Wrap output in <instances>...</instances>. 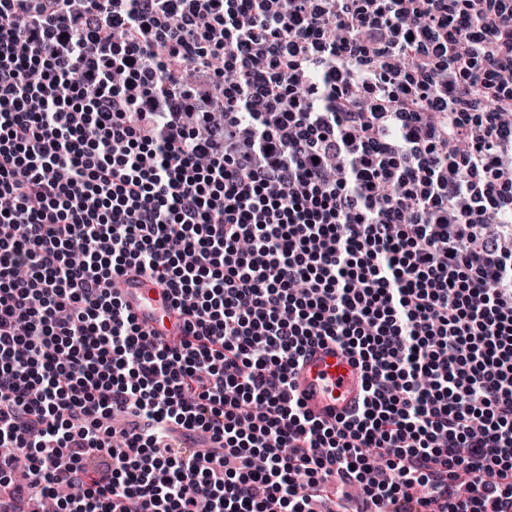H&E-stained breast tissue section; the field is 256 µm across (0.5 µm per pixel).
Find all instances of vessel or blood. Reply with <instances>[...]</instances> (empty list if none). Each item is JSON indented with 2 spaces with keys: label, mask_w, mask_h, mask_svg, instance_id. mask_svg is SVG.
Masks as SVG:
<instances>
[{
  "label": "vessel or blood",
  "mask_w": 512,
  "mask_h": 512,
  "mask_svg": "<svg viewBox=\"0 0 512 512\" xmlns=\"http://www.w3.org/2000/svg\"><path fill=\"white\" fill-rule=\"evenodd\" d=\"M114 289L143 331L170 344L177 340L180 316L165 288L131 271L115 281ZM293 381L308 413L320 421H335L363 398L360 366L331 342L308 349Z\"/></svg>",
  "instance_id": "vessel-or-blood-1"
}]
</instances>
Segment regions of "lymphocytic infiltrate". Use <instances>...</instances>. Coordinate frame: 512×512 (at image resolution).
Listing matches in <instances>:
<instances>
[{"instance_id":"lymphocytic-infiltrate-1","label":"lymphocytic infiltrate","mask_w":512,"mask_h":512,"mask_svg":"<svg viewBox=\"0 0 512 512\" xmlns=\"http://www.w3.org/2000/svg\"><path fill=\"white\" fill-rule=\"evenodd\" d=\"M328 341L364 370L333 423L292 384ZM60 487L505 512L512 0H0V512ZM113 287L143 331L169 344L177 340L180 316L168 299L166 288L132 271L119 277Z\"/></svg>"}]
</instances>
